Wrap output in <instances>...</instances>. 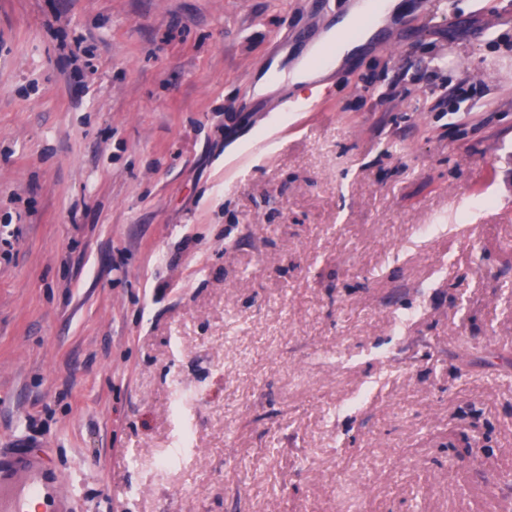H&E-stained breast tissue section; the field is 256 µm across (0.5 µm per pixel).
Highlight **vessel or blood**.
<instances>
[{"mask_svg":"<svg viewBox=\"0 0 512 512\" xmlns=\"http://www.w3.org/2000/svg\"><path fill=\"white\" fill-rule=\"evenodd\" d=\"M71 500L44 450L21 438L0 448V512H72Z\"/></svg>","mask_w":512,"mask_h":512,"instance_id":"b4317fda","label":"vessel or blood"}]
</instances>
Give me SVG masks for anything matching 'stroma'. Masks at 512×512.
<instances>
[{
  "instance_id": "stroma-1",
  "label": "stroma",
  "mask_w": 512,
  "mask_h": 512,
  "mask_svg": "<svg viewBox=\"0 0 512 512\" xmlns=\"http://www.w3.org/2000/svg\"><path fill=\"white\" fill-rule=\"evenodd\" d=\"M354 2L0 0V446L72 512H512V0L255 95Z\"/></svg>"
}]
</instances>
